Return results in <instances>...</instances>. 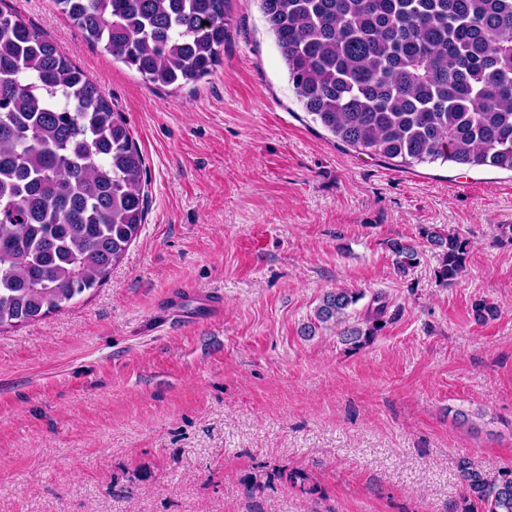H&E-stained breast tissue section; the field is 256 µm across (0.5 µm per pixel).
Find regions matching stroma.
I'll return each instance as SVG.
<instances>
[{
  "mask_svg": "<svg viewBox=\"0 0 512 512\" xmlns=\"http://www.w3.org/2000/svg\"><path fill=\"white\" fill-rule=\"evenodd\" d=\"M14 5L122 112L147 214L104 285L0 332V512H454L459 458L512 467L511 171L335 140L255 0H228L220 63L181 88L52 0ZM425 226L470 244L448 285ZM393 238L422 252L407 274ZM336 288L361 292L353 322L384 293L372 343L316 324ZM480 299L496 319L475 321Z\"/></svg>",
  "mask_w": 512,
  "mask_h": 512,
  "instance_id": "35a3bbf8",
  "label": "stroma"
}]
</instances>
